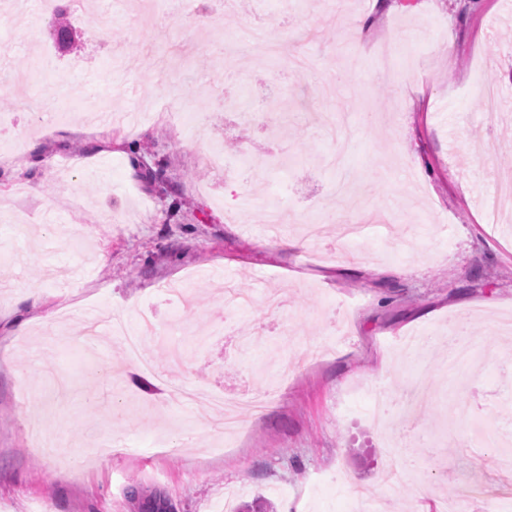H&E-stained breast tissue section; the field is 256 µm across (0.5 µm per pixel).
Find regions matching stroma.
I'll list each match as a JSON object with an SVG mask.
<instances>
[{
  "label": "stroma",
  "instance_id": "obj_1",
  "mask_svg": "<svg viewBox=\"0 0 512 512\" xmlns=\"http://www.w3.org/2000/svg\"><path fill=\"white\" fill-rule=\"evenodd\" d=\"M68 10L64 48L40 0H0V58L34 73L0 83L22 145L0 153V512H356V487L383 512H507L512 472L478 431L512 427V210L484 208L512 178V0H215L210 23L195 0ZM242 85L278 136L225 109ZM372 211L398 237L343 239ZM311 222L320 239L289 248ZM144 307L152 370L120 337L96 360L78 343L82 314L133 330ZM462 326L474 360L452 367ZM175 380L269 404L229 444ZM31 416L66 475L28 443ZM110 438L124 453H100Z\"/></svg>",
  "mask_w": 512,
  "mask_h": 512
}]
</instances>
